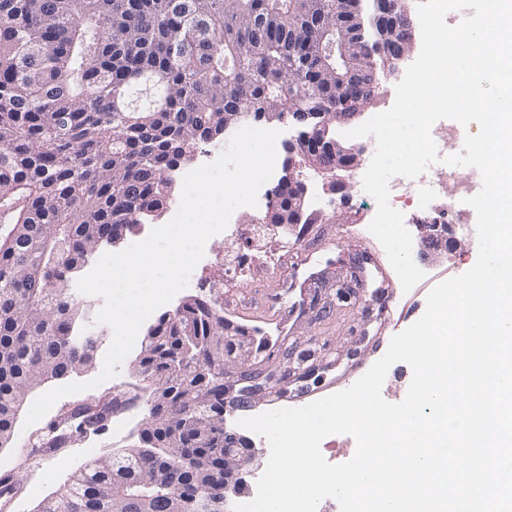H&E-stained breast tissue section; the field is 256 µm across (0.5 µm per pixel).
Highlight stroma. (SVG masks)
Here are the masks:
<instances>
[{
  "label": "stroma",
  "instance_id": "stroma-1",
  "mask_svg": "<svg viewBox=\"0 0 512 512\" xmlns=\"http://www.w3.org/2000/svg\"><path fill=\"white\" fill-rule=\"evenodd\" d=\"M363 168L341 172L342 192L326 189L322 174L307 169L305 180L322 191L323 204L315 210L308 224L294 225L288 245L306 251L310 261L306 287H291L275 269L257 270L253 280L240 284L241 294L257 298L265 288L286 289V299L302 303V310L286 309L282 323L248 322L250 336L238 357L224 366V380L233 383L250 368L278 371L281 364L296 366L308 351H315L311 378L288 386L285 403L301 407L336 393L348 377L360 378L387 351L391 337L383 330L382 310L404 311L402 327L415 323L426 310V299L437 284L468 271L478 257L475 217L465 196L449 182L446 168H439L436 179L441 184L438 198H428L425 191L410 190L412 203L404 211L406 228L416 220L429 218L450 225L458 241L450 254L418 260L424 277L410 291H403L387 253L369 232L368 222L376 213L375 199L363 189ZM350 283V294H336L337 282ZM135 354H128L114 378L96 388L64 397L43 417L50 424L69 417L82 403H95L115 397L135 376ZM31 432L16 426L6 450L12 458L11 477L18 491L11 496L6 512H33L36 503L64 483L68 473L85 462L89 448L106 452L124 447L125 442L114 427H106L94 445L68 443L54 453L35 454L29 444Z\"/></svg>",
  "mask_w": 512,
  "mask_h": 512
}]
</instances>
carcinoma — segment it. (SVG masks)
<instances>
[{"mask_svg": "<svg viewBox=\"0 0 512 512\" xmlns=\"http://www.w3.org/2000/svg\"><path fill=\"white\" fill-rule=\"evenodd\" d=\"M0 0V449L30 393L94 365L86 307L72 296L77 270L108 244L146 224L174 201L171 172L196 145L224 140V113L256 123L286 112L288 79L301 66L307 31L290 36L288 0ZM262 8L256 29L251 14ZM246 330L209 318L192 298L177 319L160 315L142 341L143 399L158 393L168 415L137 440L88 459L36 512H170L174 490L153 487L139 505L146 472L178 456L204 459L223 488L224 438L193 447L181 426L187 392L224 406V376L206 373L208 347L228 351ZM190 338L192 364H176ZM112 420L73 416L77 440L90 443ZM179 434L184 447H167Z\"/></svg>", "mask_w": 512, "mask_h": 512, "instance_id": "cac0c4a2", "label": "carcinoma"}]
</instances>
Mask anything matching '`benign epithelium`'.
<instances>
[{"label":"benign epithelium","instance_id":"benign-epithelium-1","mask_svg":"<svg viewBox=\"0 0 512 512\" xmlns=\"http://www.w3.org/2000/svg\"><path fill=\"white\" fill-rule=\"evenodd\" d=\"M332 15L336 19V32L340 39L341 58L345 61L348 74L336 83V94L317 105L306 108L307 95L298 97L297 111L288 114L267 112V121L288 124L300 128L296 140L288 142V164L274 190L288 191V215L295 223L302 216L305 198V183L301 169L308 167L324 175L336 185L340 182L338 172L351 170L361 165L363 149L359 146L344 147L329 135L330 125L345 122L356 115L375 98L379 87V74L392 77L410 58L414 48V35L409 11L404 0H376L375 14L371 20L372 33H367L365 23L358 9V0H332ZM291 17L295 18L292 31L311 26L307 14V0H294ZM329 49L324 39L308 41L304 65L313 71H322L328 66ZM419 246L438 245L437 251L452 250L456 239L439 231L440 225L427 220L420 221ZM299 379L295 374H282L270 378L262 371H246L241 376L244 386L240 393L251 398L270 389L276 383L283 388ZM224 439L230 447L224 449V498L240 495L246 485L251 458L244 446L248 440L236 432L224 428ZM208 482L199 480L195 492L177 498L176 512H218L221 501L203 493Z\"/></svg>","mask_w":512,"mask_h":512}]
</instances>
